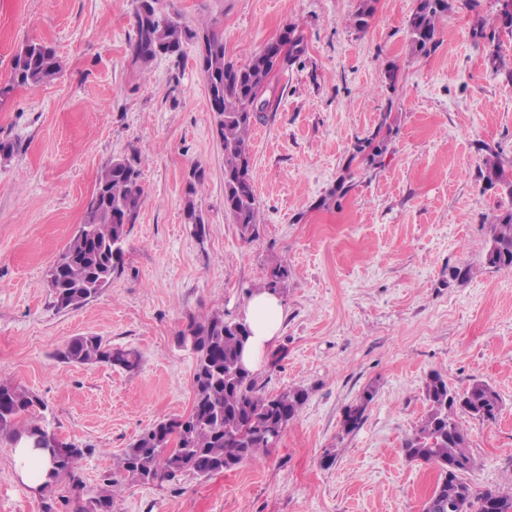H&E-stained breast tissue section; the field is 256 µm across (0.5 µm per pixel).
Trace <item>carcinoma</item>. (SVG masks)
I'll return each mask as SVG.
<instances>
[{
    "instance_id": "cac0c4a2",
    "label": "carcinoma",
    "mask_w": 512,
    "mask_h": 512,
    "mask_svg": "<svg viewBox=\"0 0 512 512\" xmlns=\"http://www.w3.org/2000/svg\"><path fill=\"white\" fill-rule=\"evenodd\" d=\"M159 2L140 0L134 59L148 65L162 50L168 56H177L185 43L198 44L215 132L224 149V211L238 225L242 238L252 240L258 232V207L249 161L250 135L263 114L275 110V98L267 95L272 77L304 52L302 39L289 28L294 46L288 53L281 55L265 45L247 63L237 65L227 59L222 36L209 29L190 28L176 14L163 11ZM374 3L360 0L351 19L354 27L363 30L369 25ZM448 8V0H417L408 22L414 51H428L434 42L437 20ZM61 71L62 63L53 46L38 41L23 44L13 56L12 84L0 86V103L6 101L12 85L44 84ZM393 107L394 97L390 96L374 131L357 140L356 155L362 160L372 163L386 151L395 125ZM139 164L140 159L131 155L112 160L100 171L83 224L50 270L48 285L58 308L83 305L109 285L113 274L123 267L127 229L136 222L144 202ZM192 172L193 178L185 187L184 219L204 233L206 222L196 196L206 174L200 166L193 167ZM481 176L489 187L507 185L512 195V182L497 161L485 160ZM492 231L486 263L497 270L512 271V210L498 216ZM249 335L246 323L227 320L222 312L190 318L178 334L177 344L196 359L192 410L186 416L158 422L125 449L117 459L121 479L147 484L183 472L204 479L231 471L247 458H259L272 448V438L282 437L298 416L307 392L293 387L265 394L253 372L242 363ZM59 357L66 363H107L129 371L139 365L135 352L114 349L99 336L71 339ZM422 395L427 413L402 444L409 459L430 463L440 470L422 512H512V489L478 491L472 486L468 475L476 469L477 460L470 450L468 433L455 420L458 410L480 420H495L501 407L499 394L479 379L460 391L449 386L443 374L432 371L424 381ZM372 398L369 390L347 407L343 419L346 432L360 426ZM42 407L43 401L27 388L0 380V436L42 453L47 469L41 491H49L67 478L75 492L77 512H115L112 487L119 481L109 475L95 495L82 498L76 471L85 449L61 441L41 415Z\"/></svg>"
}]
</instances>
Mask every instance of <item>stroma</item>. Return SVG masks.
<instances>
[{"instance_id":"obj_1","label":"stroma","mask_w":512,"mask_h":512,"mask_svg":"<svg viewBox=\"0 0 512 512\" xmlns=\"http://www.w3.org/2000/svg\"><path fill=\"white\" fill-rule=\"evenodd\" d=\"M360 0H163L187 26L224 39L243 63L294 27L306 52L276 72L250 137L258 235L242 238L224 212V150L214 132L196 43L135 63L138 0H0V379L47 405L57 436L84 447L78 477L92 495L116 461L159 421L194 403L193 354L178 332L189 317L238 319L276 264L288 316L255 371L266 393L301 387L307 400L277 447L235 470L121 484L117 512H420L439 471L402 444L427 405L431 371L449 384L489 383L496 422L458 413L478 466L476 489L512 482V275L487 265L490 226L512 209L480 171L496 158L512 179V33L498 0H449L436 46L412 52L416 0H376L366 29ZM487 36L476 39L474 27ZM27 41L56 50L62 72L12 86ZM498 48L497 62L489 51ZM397 68V130L375 163L353 155L387 99ZM137 155L145 199L124 266L83 305L56 309L47 274L83 221L101 169ZM207 178L197 203L209 228L184 219L193 166ZM346 191H339V183ZM95 335L135 351L138 368L61 361L72 338ZM375 388L360 427L346 408ZM0 438V512H74L66 484L36 491Z\"/></svg>"}]
</instances>
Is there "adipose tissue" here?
Listing matches in <instances>:
<instances>
[{"mask_svg": "<svg viewBox=\"0 0 512 512\" xmlns=\"http://www.w3.org/2000/svg\"><path fill=\"white\" fill-rule=\"evenodd\" d=\"M243 318L252 334L243 351L242 362L247 369L253 370L262 364L267 353L276 345L285 310L277 295L257 290L248 297Z\"/></svg>", "mask_w": 512, "mask_h": 512, "instance_id": "ef3b65f1", "label": "adipose tissue"}]
</instances>
